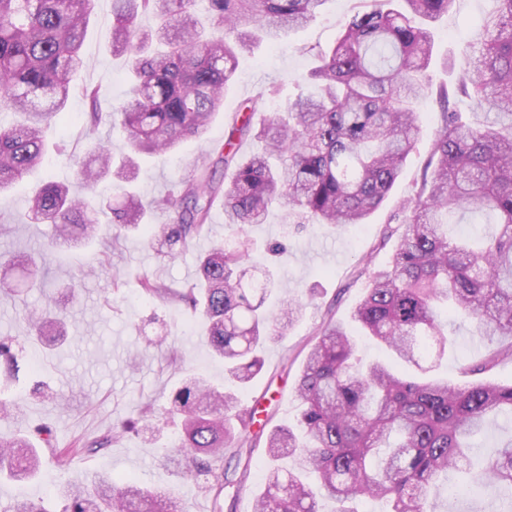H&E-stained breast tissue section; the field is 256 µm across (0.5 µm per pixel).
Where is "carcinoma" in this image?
Instances as JSON below:
<instances>
[{
  "mask_svg": "<svg viewBox=\"0 0 512 512\" xmlns=\"http://www.w3.org/2000/svg\"><path fill=\"white\" fill-rule=\"evenodd\" d=\"M112 0V52L132 60V82L122 102L106 106L97 87L85 90L89 111L81 116L87 156L68 157L89 188L110 175L115 195L92 207L70 196V188L47 182L29 199L24 218L53 224L52 247L95 235L100 217L120 230H135L164 258L174 259L207 230L219 204L231 238L217 240L198 259L195 286L176 291L155 278L140 279L143 293L161 302L178 299L208 323L206 340L224 360L227 384L209 386L201 377L184 380L172 393L167 413L182 417L176 453L189 461L184 475L222 512L224 488L233 484L220 468L224 452L264 442L274 466L254 512H322L306 476H316L334 512H355L356 500L386 502L389 512H434L438 477L471 466L472 440L490 420L512 416V384L482 381L452 385L431 375L448 343L440 313L473 324L488 344L472 371L487 373L512 361V0H494L477 39L462 59L454 90L438 88L428 76L433 64L430 24L455 0H402L384 7L360 0L335 45H303L319 65L304 78L311 87L288 101L260 126L255 107L233 114L213 166L231 172L214 179L206 163L177 191L145 200L132 190L137 163L124 156L113 164L100 136L106 123L120 127L131 152L162 155L183 142L204 137L224 104L238 57L260 39H276L313 22L328 0ZM93 0H0V107L14 120H0V191L42 164L46 132L67 123L63 112L74 75L85 61ZM150 15L155 26L140 27ZM475 98L484 119L463 123L451 99ZM433 98L440 126L420 179L385 225L378 243L394 241L389 260L368 273L369 288L354 319L405 365L398 374L388 361L362 366L355 340L327 311L307 342L294 387L301 414L298 429L274 426L250 431L257 409L241 410L238 389L261 372L257 348L284 335L298 319L300 304L288 297L280 308H264L275 288L271 278L248 277L245 227L265 223L278 206L283 223L311 222L341 228L363 224L395 186L419 135L416 105ZM260 150L243 156L246 141ZM492 213L497 230L482 238L452 239L448 216ZM47 276L35 263L0 265V287L11 279ZM36 332L52 324L48 310L24 317ZM0 338V365L20 371L13 344ZM75 438L56 450L58 462L103 447ZM485 483L512 487V438L490 452ZM17 480L40 473L38 450L23 436L0 439V472ZM60 512H185L174 497L139 485L117 487L105 475L84 486L61 487Z\"/></svg>",
  "mask_w": 512,
  "mask_h": 512,
  "instance_id": "1",
  "label": "carcinoma"
}]
</instances>
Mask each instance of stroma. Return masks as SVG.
<instances>
[{
    "instance_id": "1",
    "label": "stroma",
    "mask_w": 512,
    "mask_h": 512,
    "mask_svg": "<svg viewBox=\"0 0 512 512\" xmlns=\"http://www.w3.org/2000/svg\"><path fill=\"white\" fill-rule=\"evenodd\" d=\"M357 7L358 0H331L326 12L307 28L273 44L262 42L240 55L235 81L207 138L187 141L172 154L139 157V191L151 198L178 185L195 164L212 155L224 138L225 125L243 101L255 100L254 118L259 121L295 97L303 76L314 65L310 57L299 52V45L330 47L338 36L340 21L354 14ZM494 8L493 0H456L448 15L434 24L436 64L430 70L434 82L454 81L463 52L476 37L474 23ZM83 52L87 64L74 81L66 107L72 116L85 110L83 86L99 87L102 98L112 102L125 95L127 59L112 52L111 0H95ZM274 86L279 94L273 98L267 91ZM418 110L421 131L417 147L408 156L388 199L367 223L337 229L310 224L299 229L283 224L276 211L266 223L249 227L253 264L275 265L289 296L301 299L304 307L286 336L267 342L261 349L263 369L240 393L241 408L256 406L273 412L277 425L293 422L298 409L292 389L305 357L303 345L325 311L334 310L337 321L352 334H360L359 325L352 320L368 286L360 270L369 263L381 265L389 257V249L377 247L381 231L419 177L438 127L439 107L434 99L420 102ZM47 140L49 149L42 166L0 193V257L25 260L48 246L53 225L30 224L23 217L27 199L43 182L66 183L79 197L87 193L67 162L70 154L86 150L78 128L67 125L50 132ZM210 228V233L194 239L173 261L157 258L140 233L131 232L116 240L106 231L97 247L57 249L49 288H26L18 294L0 290V337L23 339L17 378L8 384L0 382V398L7 406L6 413L0 415V436L26 435L46 427L61 447L77 436H110L123 421L138 419L142 405H153L156 410L155 416L138 420L137 431L112 439L93 456H73L60 468L47 452L36 479L18 483L0 477V510L14 499L26 498L45 501L52 512H59L62 503L55 497L56 487L83 482L98 472L112 475L117 482L134 478L165 489L185 502L189 512H211L210 498L198 493L193 481L178 477L176 469L160 466V450L153 435L159 430L170 440L178 434L180 418L166 415L164 409L186 375L197 374L220 386L224 365L213 357L200 317L179 303L145 300L137 283L138 276L145 273L179 289L194 284L199 255L213 239L225 234L223 209L214 210ZM98 257L106 265V273H88V264ZM74 275L81 279L75 291L69 287ZM47 304L56 314L61 337L55 342L30 339L24 315ZM448 336V357L438 369L440 376L457 385L484 377L501 385L512 384L510 361L484 377L473 372L486 346L470 323L449 328ZM264 459V449H254L244 482L224 490L223 512H253ZM476 477L473 470L457 474V481L468 485L466 495L459 499L441 496L436 501L437 512H497L501 501L512 496V488L479 486Z\"/></svg>"
}]
</instances>
